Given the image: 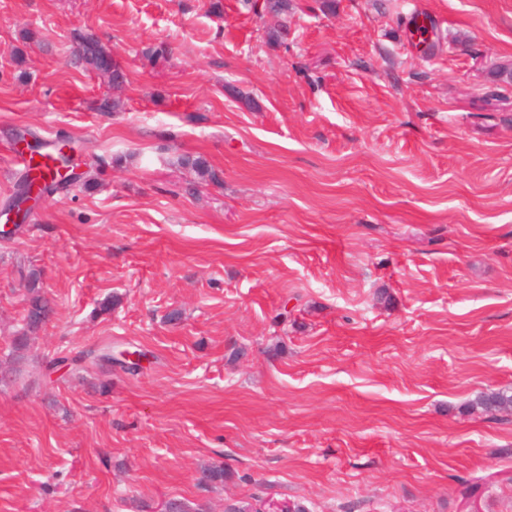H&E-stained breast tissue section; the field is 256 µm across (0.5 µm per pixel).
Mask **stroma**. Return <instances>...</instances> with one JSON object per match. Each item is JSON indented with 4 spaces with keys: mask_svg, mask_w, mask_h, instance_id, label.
<instances>
[{
    "mask_svg": "<svg viewBox=\"0 0 512 512\" xmlns=\"http://www.w3.org/2000/svg\"><path fill=\"white\" fill-rule=\"evenodd\" d=\"M509 70L512 0H0V359L28 269L54 302L0 381V512H512V411L470 406L512 388ZM20 132L80 178L11 224ZM77 58L92 70L107 76L113 84L125 81V73L104 46L92 35H83L78 42Z\"/></svg>",
    "mask_w": 512,
    "mask_h": 512,
    "instance_id": "obj_1",
    "label": "stroma"
}]
</instances>
